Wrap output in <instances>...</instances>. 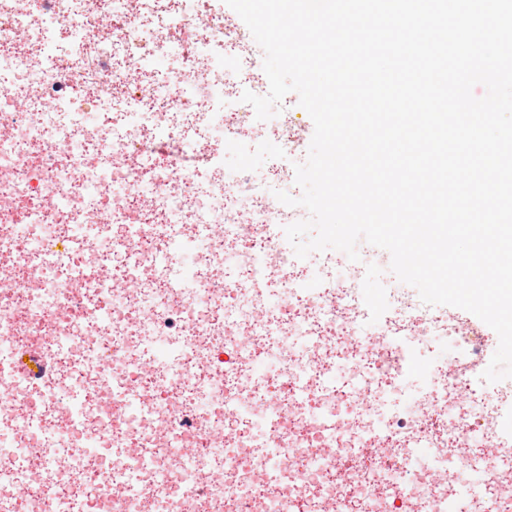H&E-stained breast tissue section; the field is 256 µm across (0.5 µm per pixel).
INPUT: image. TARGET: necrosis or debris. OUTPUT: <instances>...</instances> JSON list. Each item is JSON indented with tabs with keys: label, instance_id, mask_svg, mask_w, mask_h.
<instances>
[{
	"label": "necrosis or debris",
	"instance_id": "obj_1",
	"mask_svg": "<svg viewBox=\"0 0 512 512\" xmlns=\"http://www.w3.org/2000/svg\"><path fill=\"white\" fill-rule=\"evenodd\" d=\"M215 2L0 0V512H512L490 340L397 287L368 326L358 262L313 268L267 233L304 217L275 197L289 169L225 168L246 134L298 145L251 124L265 80L225 78L247 51ZM159 228L190 265L157 271ZM439 338L468 371L409 385Z\"/></svg>",
	"mask_w": 512,
	"mask_h": 512
}]
</instances>
